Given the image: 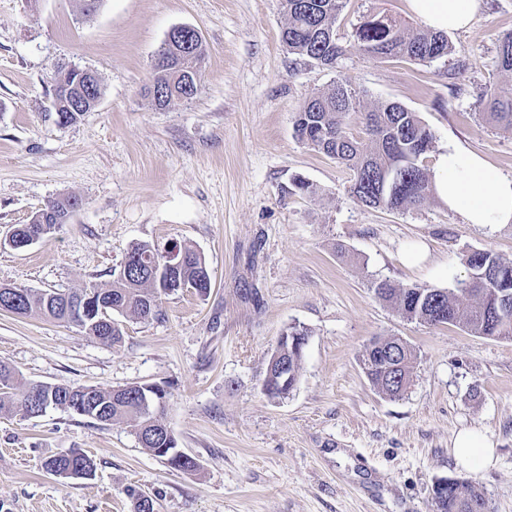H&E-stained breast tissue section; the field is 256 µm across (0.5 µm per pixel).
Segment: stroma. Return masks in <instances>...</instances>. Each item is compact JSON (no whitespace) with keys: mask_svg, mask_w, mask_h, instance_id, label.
<instances>
[{"mask_svg":"<svg viewBox=\"0 0 512 512\" xmlns=\"http://www.w3.org/2000/svg\"><path fill=\"white\" fill-rule=\"evenodd\" d=\"M423 21L406 0H347L335 24L346 53L323 67L285 49L282 0H0V237L50 201L81 198L68 223L21 250L0 248V283L36 291L111 280L133 244L178 241L204 256L206 297L163 298L149 321L123 319L106 345L71 324L0 311V360L26 379L122 387L158 383L164 416L194 473L170 469L123 423L61 409L0 416V512H435L444 477L472 481L490 512H512V340L402 317L374 279L450 288L462 255L512 261V224L463 223L439 198L417 210L369 208L350 173L302 144L295 112L346 81L364 107L392 101L433 134L425 160L461 146L512 175V133L483 123L485 85L512 95L498 71L512 0H483L454 54L432 62L376 61L355 46L363 17ZM177 26L205 49L192 101L156 110L146 94L155 53ZM94 69L98 106L62 126L51 110L58 66ZM303 178L314 197L293 185ZM426 251L418 266L409 246ZM308 332L296 388L262 391L288 327ZM413 348V381L397 398L370 382L361 355L376 337ZM475 429L495 448L479 471L457 464L453 442ZM79 448L89 479L46 473L42 461Z\"/></svg>","mask_w":512,"mask_h":512,"instance_id":"stroma-1","label":"stroma"}]
</instances>
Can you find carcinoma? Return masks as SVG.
<instances>
[{
    "mask_svg": "<svg viewBox=\"0 0 512 512\" xmlns=\"http://www.w3.org/2000/svg\"><path fill=\"white\" fill-rule=\"evenodd\" d=\"M345 0H283L287 16L281 40L291 54L300 55L322 66L333 67L344 54L338 40L320 41L314 36L316 27H334ZM358 49L374 59L402 58L411 61H433L455 52L447 34L435 30L410 33L395 19L375 15L363 22L355 36ZM499 70L512 75V32L506 33L499 46ZM480 116L488 123L512 131V97L504 99L495 88L481 95ZM361 117L370 138L363 145L349 132L351 121ZM295 137L335 159L350 172L349 192L363 205L388 210H418L430 199L433 186L424 159L429 152L433 134L418 113L396 102H378L367 111L361 110L359 93L342 83L333 84L313 95L293 120ZM182 261L180 279L176 282L167 267L168 258ZM467 277L452 289L424 287L425 303L414 308L417 287H404L388 279L372 283L378 298L394 306L410 321L424 313L438 310L444 314L443 324H459L468 332L512 340V313L495 314V297L502 288L512 289V262H505L491 251L475 250L463 255ZM190 286L200 297L208 295L211 277L205 259L193 247L173 243L163 249L149 243L131 246L119 272L112 281H90L69 290L83 295L93 303L107 304L109 322L93 312L89 319L77 324L81 332L92 328L100 340L115 344L122 339L116 317L148 321L159 312V301ZM18 299L0 298V311L17 315L38 316L72 324L57 291L36 292L15 287ZM142 384L119 388L94 385H44L24 380L8 363L0 361V413L32 417L42 404L70 413L75 410L67 397L84 391L93 401L91 409L80 416L100 424L125 422L136 434L141 447L160 457V449L178 443L167 436L163 421L165 409L150 410L143 406ZM42 468L59 476L72 473V479H88L95 473L94 460L79 449L63 457L45 458ZM436 512H488V503L471 482L458 479L448 491L434 496Z\"/></svg>",
    "mask_w": 512,
    "mask_h": 512,
    "instance_id": "obj_1",
    "label": "carcinoma"
}]
</instances>
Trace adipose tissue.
Masks as SVG:
<instances>
[{"label": "adipose tissue", "instance_id": "ef3b65f1", "mask_svg": "<svg viewBox=\"0 0 512 512\" xmlns=\"http://www.w3.org/2000/svg\"><path fill=\"white\" fill-rule=\"evenodd\" d=\"M482 0H408L412 13L437 31L469 27ZM437 197L467 224H512V176L481 155L456 146L439 155L433 173Z\"/></svg>", "mask_w": 512, "mask_h": 512}]
</instances>
